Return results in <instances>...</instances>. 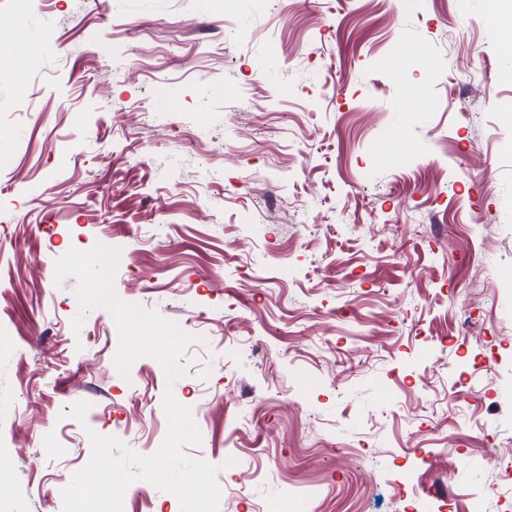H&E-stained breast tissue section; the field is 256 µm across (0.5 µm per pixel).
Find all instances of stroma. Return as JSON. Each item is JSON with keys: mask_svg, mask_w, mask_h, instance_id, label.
Wrapping results in <instances>:
<instances>
[{"mask_svg": "<svg viewBox=\"0 0 512 512\" xmlns=\"http://www.w3.org/2000/svg\"><path fill=\"white\" fill-rule=\"evenodd\" d=\"M496 11L512 0H30L56 40L0 53V512H62L88 431L153 454L168 389L220 512H407L418 492V512H512L486 491L512 487ZM394 46L401 74L378 65ZM98 244L133 262L119 299L194 336L174 385L146 356L121 376L109 311L55 283ZM123 504L181 512L143 480Z\"/></svg>", "mask_w": 512, "mask_h": 512, "instance_id": "obj_1", "label": "stroma"}]
</instances>
